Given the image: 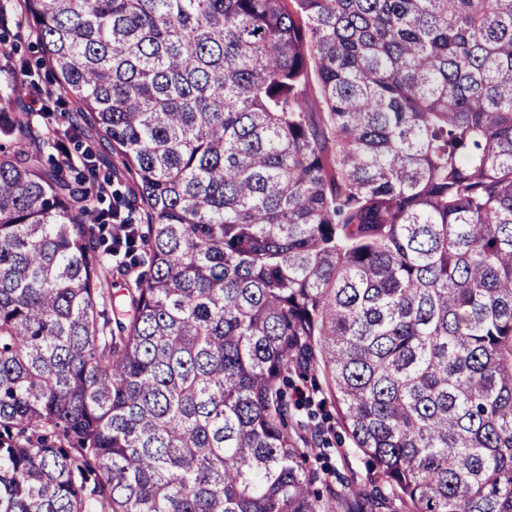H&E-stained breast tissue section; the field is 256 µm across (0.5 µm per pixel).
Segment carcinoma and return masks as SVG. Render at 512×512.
Listing matches in <instances>:
<instances>
[{
    "label": "carcinoma",
    "mask_w": 512,
    "mask_h": 512,
    "mask_svg": "<svg viewBox=\"0 0 512 512\" xmlns=\"http://www.w3.org/2000/svg\"><path fill=\"white\" fill-rule=\"evenodd\" d=\"M21 8L76 111L0 126V512H512V0ZM327 465L331 469L338 470L342 473H345L349 477H354L360 482L362 478H364L366 474V463L364 457L355 452L349 451L347 456H340L336 454L335 449H330L328 451Z\"/></svg>",
    "instance_id": "carcinoma-1"
}]
</instances>
